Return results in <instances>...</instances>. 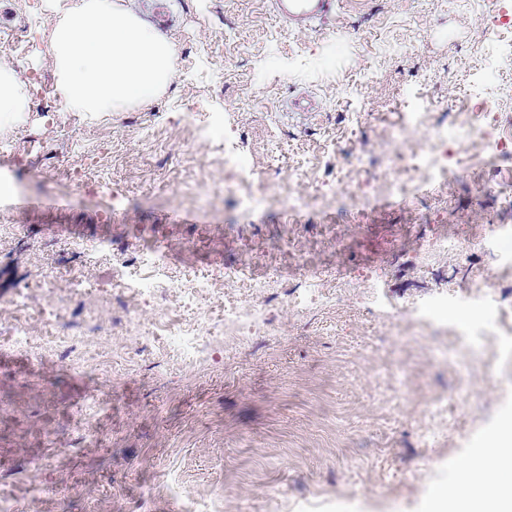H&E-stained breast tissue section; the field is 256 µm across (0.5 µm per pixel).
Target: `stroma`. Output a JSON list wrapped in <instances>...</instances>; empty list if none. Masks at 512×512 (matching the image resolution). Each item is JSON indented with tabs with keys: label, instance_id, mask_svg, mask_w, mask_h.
Instances as JSON below:
<instances>
[{
	"label": "stroma",
	"instance_id": "obj_1",
	"mask_svg": "<svg viewBox=\"0 0 512 512\" xmlns=\"http://www.w3.org/2000/svg\"><path fill=\"white\" fill-rule=\"evenodd\" d=\"M76 2L0 0V63L33 80L25 122L0 129L17 183L0 202V318L29 286L34 333L47 330L45 312L67 313L90 331L76 355L111 359L116 379L0 354V496L26 512H424L512 414V347L489 367L438 363L453 336L410 325L405 309L442 291L471 296L496 256L469 244L512 225V208L474 196L476 166L419 181L407 203L364 213L358 200L383 191V153L409 96L462 98L485 71L502 72L491 115L512 133V44L488 30L484 0H337L292 30L270 0H121L173 44L177 73L141 108L97 116L42 91L56 84L49 34ZM213 124L227 138L198 139ZM228 148L276 189L246 222L225 189ZM292 167L302 180L288 179ZM297 193L307 207L288 210L283 198ZM101 239L111 252L92 255ZM148 245L177 255V288L139 305L136 331L113 332V287ZM295 254L354 277L313 287L305 311L271 305L266 331L227 334L200 367L152 335L159 308L195 329L225 299H246L243 285L182 297L219 268ZM47 268L50 299L31 286ZM77 274L91 290L73 288ZM92 388L111 409L87 420L78 407ZM443 395L447 424L430 427L423 411ZM87 427L104 444H83ZM34 459L47 462L37 499L22 477Z\"/></svg>",
	"mask_w": 512,
	"mask_h": 512
}]
</instances>
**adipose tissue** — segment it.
Segmentation results:
<instances>
[{
  "mask_svg": "<svg viewBox=\"0 0 512 512\" xmlns=\"http://www.w3.org/2000/svg\"><path fill=\"white\" fill-rule=\"evenodd\" d=\"M29 84L15 70L0 67V126L22 122L29 109ZM508 474L507 482L488 489L485 467ZM426 512H512V416L502 417L479 448L458 468L453 482L434 488Z\"/></svg>",
  "mask_w": 512,
  "mask_h": 512,
  "instance_id": "adipose-tissue-1",
  "label": "adipose tissue"
}]
</instances>
